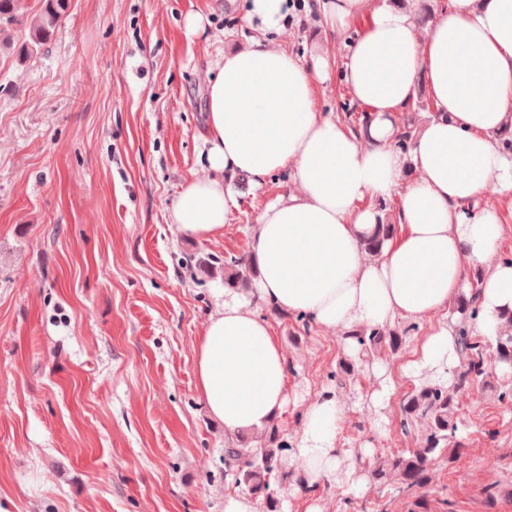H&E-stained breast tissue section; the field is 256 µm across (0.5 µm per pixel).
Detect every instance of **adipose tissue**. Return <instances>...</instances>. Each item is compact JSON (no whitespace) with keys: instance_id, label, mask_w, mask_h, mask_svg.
<instances>
[{"instance_id":"ef3b65f1","label":"adipose tissue","mask_w":512,"mask_h":512,"mask_svg":"<svg viewBox=\"0 0 512 512\" xmlns=\"http://www.w3.org/2000/svg\"><path fill=\"white\" fill-rule=\"evenodd\" d=\"M421 0H329L328 26L367 17L343 77L368 114L360 133L315 110L316 81L329 58L306 66L269 35L287 19L288 0H249L245 17L260 30L225 50L209 80L205 125L209 175L191 179L171 219L185 236L223 235L235 199L220 173L251 187L287 172V194L268 204L251 236L259 270L254 288L216 290L194 355L198 391L228 436L259 433L290 401L287 360L258 302L337 330L346 347L360 327L391 328L435 315L404 368L418 380L458 367L449 305L479 268L478 335H498L512 313V261L498 259L505 226L482 205L488 184L512 194V152L498 136L512 128V0H450L428 25ZM427 82L437 112L410 152L397 150L396 116ZM397 196L401 228L375 260L361 241L378 222L371 199ZM345 410L333 395L304 412L290 465L310 488L333 476L348 494L364 480L344 466L338 446Z\"/></svg>"}]
</instances>
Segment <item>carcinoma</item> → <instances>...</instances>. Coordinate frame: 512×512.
<instances>
[{"label":"carcinoma","instance_id":"cac0c4a2","mask_svg":"<svg viewBox=\"0 0 512 512\" xmlns=\"http://www.w3.org/2000/svg\"><path fill=\"white\" fill-rule=\"evenodd\" d=\"M69 0H41V7L32 18L25 35L24 45L38 50L47 45L55 34L68 9ZM395 225L383 216L372 232L361 242L365 255H379L383 246L393 237ZM254 274V268L242 258L224 262V283L235 286ZM480 272H475L470 282L472 292L459 298L450 314L457 316L459 324L458 346L466 370L460 379L472 377L486 387H494L492 366L485 358L490 348L501 361L512 360V314L504 319L499 336L490 342L473 337L469 320L476 316V296ZM361 353L373 357L388 349L392 353L400 350L403 337L395 330L364 328L354 334ZM458 390L443 382L428 381L405 395L400 402V427L408 433L412 430L419 435V447L385 455L377 459L370 471L374 484L391 486L396 491H405L430 483L444 462H452L458 455L462 442L459 432ZM237 461L239 483L256 494H263L273 501L271 483L279 477L288 463L279 457L277 448L252 450L246 444L228 450Z\"/></svg>","mask_w":512,"mask_h":512}]
</instances>
